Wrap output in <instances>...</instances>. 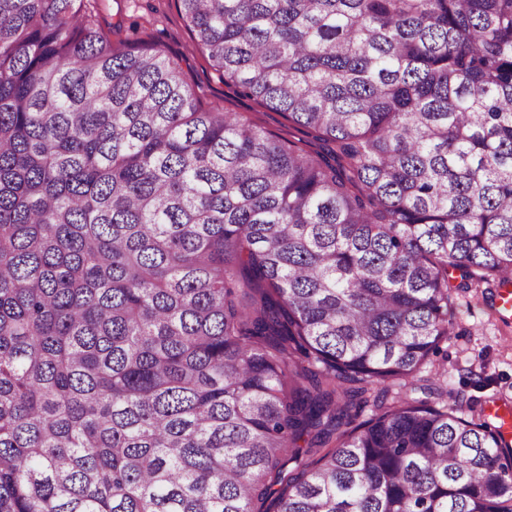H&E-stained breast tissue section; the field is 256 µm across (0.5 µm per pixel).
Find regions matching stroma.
<instances>
[{
	"mask_svg": "<svg viewBox=\"0 0 512 512\" xmlns=\"http://www.w3.org/2000/svg\"><path fill=\"white\" fill-rule=\"evenodd\" d=\"M97 23L113 42L153 45L177 63L204 108L240 113L278 139L316 152L313 133L289 121L286 114L240 96L224 85L206 55L195 46L179 0H106ZM453 275L450 306L454 329L442 342L435 361L447 370L444 381L452 400L475 419L488 420L486 408L498 402L512 406V318L496 310L495 281L461 287Z\"/></svg>",
	"mask_w": 512,
	"mask_h": 512,
	"instance_id": "35a3bbf8",
	"label": "stroma"
}]
</instances>
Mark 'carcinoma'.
Wrapping results in <instances>:
<instances>
[{
  "label": "carcinoma",
  "instance_id": "carcinoma-1",
  "mask_svg": "<svg viewBox=\"0 0 512 512\" xmlns=\"http://www.w3.org/2000/svg\"><path fill=\"white\" fill-rule=\"evenodd\" d=\"M100 2L0 0V512H512L432 361L512 274V0H180L315 154Z\"/></svg>",
  "mask_w": 512,
  "mask_h": 512
}]
</instances>
